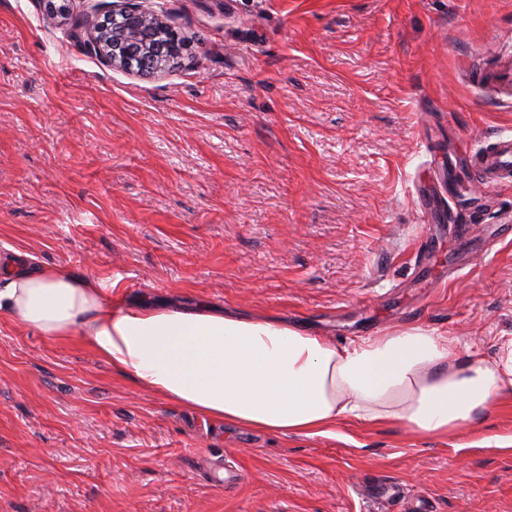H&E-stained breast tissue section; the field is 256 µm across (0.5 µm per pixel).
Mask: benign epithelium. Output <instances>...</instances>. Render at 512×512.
I'll use <instances>...</instances> for the list:
<instances>
[{
    "mask_svg": "<svg viewBox=\"0 0 512 512\" xmlns=\"http://www.w3.org/2000/svg\"><path fill=\"white\" fill-rule=\"evenodd\" d=\"M110 18V25L102 21L89 28L85 45L90 53L114 67L127 68L132 60L124 54L123 46L135 43L144 53V59L151 61L153 71L165 69L171 56L162 55L159 43L146 40V28H157L167 34L173 40L172 48L178 45L179 35L154 10L143 5L141 0H123L121 4L112 5Z\"/></svg>",
    "mask_w": 512,
    "mask_h": 512,
    "instance_id": "1",
    "label": "benign epithelium"
}]
</instances>
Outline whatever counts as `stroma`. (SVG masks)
Instances as JSON below:
<instances>
[{
  "label": "stroma",
  "mask_w": 512,
  "mask_h": 512,
  "mask_svg": "<svg viewBox=\"0 0 512 512\" xmlns=\"http://www.w3.org/2000/svg\"><path fill=\"white\" fill-rule=\"evenodd\" d=\"M113 0H0V254L346 343L419 325L458 359L512 337V0H154L158 73L84 49ZM233 467L235 487L213 482ZM0 512H512V404L444 437L274 436L139 389L0 318ZM470 160L485 191L512 181V137H499L490 146L478 148L471 153Z\"/></svg>",
  "instance_id": "obj_1"
}]
</instances>
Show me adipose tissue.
Returning a JSON list of instances; mask_svg holds the SVG:
<instances>
[{
    "mask_svg": "<svg viewBox=\"0 0 512 512\" xmlns=\"http://www.w3.org/2000/svg\"><path fill=\"white\" fill-rule=\"evenodd\" d=\"M112 288L19 252L0 264V318L49 342L80 341L202 417L272 435H325L354 418L445 436L512 399V339L497 361H461L447 337L418 325L341 344L206 303L116 301Z\"/></svg>",
    "mask_w": 512,
    "mask_h": 512,
    "instance_id": "ef3b65f1",
    "label": "adipose tissue"
}]
</instances>
